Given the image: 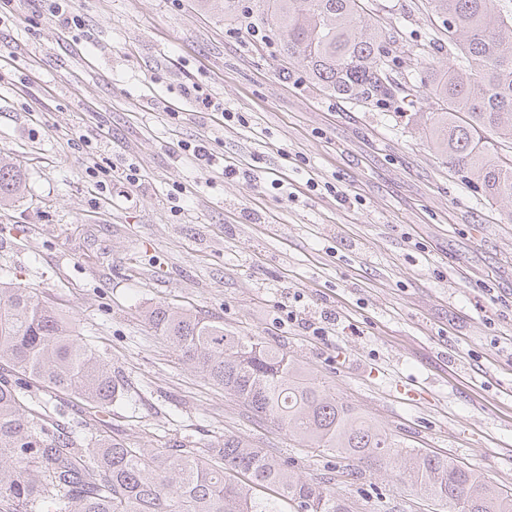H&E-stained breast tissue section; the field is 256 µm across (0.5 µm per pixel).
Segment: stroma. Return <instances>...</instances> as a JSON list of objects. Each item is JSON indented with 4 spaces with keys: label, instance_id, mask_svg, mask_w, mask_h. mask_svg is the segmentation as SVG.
I'll use <instances>...</instances> for the list:
<instances>
[{
    "label": "stroma",
    "instance_id": "1",
    "mask_svg": "<svg viewBox=\"0 0 512 512\" xmlns=\"http://www.w3.org/2000/svg\"><path fill=\"white\" fill-rule=\"evenodd\" d=\"M363 4L396 71L419 69L420 45L438 67L457 56L432 0ZM13 7L0 156L26 188L0 206V281L37 289L123 382L113 435L164 451L234 434L350 512H448L397 468L311 447L225 395L145 322V307L168 304L283 347L401 445L512 489V361L499 345L512 336V202L482 194L407 105L330 95L277 36L196 0H72L86 26L68 34L48 16L28 27L37 0ZM194 82L238 120L196 112L182 94ZM80 130L113 167L135 164L142 186L99 192L85 175L94 154L71 140ZM199 138L252 178L178 157V141ZM332 310L342 329L309 335L305 322Z\"/></svg>",
    "mask_w": 512,
    "mask_h": 512
}]
</instances>
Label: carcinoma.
Masks as SVG:
<instances>
[{
	"label": "carcinoma",
	"instance_id": "carcinoma-1",
	"mask_svg": "<svg viewBox=\"0 0 512 512\" xmlns=\"http://www.w3.org/2000/svg\"><path fill=\"white\" fill-rule=\"evenodd\" d=\"M452 22L460 56L444 69L400 81L386 35L360 13V0H258L283 51L323 89L356 103L431 100L425 123L434 147L481 182L492 200H512V13L496 0H434ZM24 175L0 158V205L21 195ZM144 320L181 358L251 413L337 456L394 465L450 512H512V490L446 456L403 451L386 429L327 393L287 352L196 310L156 305ZM0 512H348L336 492L297 476L288 462L244 438L202 457L181 441L178 454L136 448L103 420L123 386L64 313L35 289L0 283ZM95 409L78 433L50 425L57 397Z\"/></svg>",
	"mask_w": 512,
	"mask_h": 512
}]
</instances>
